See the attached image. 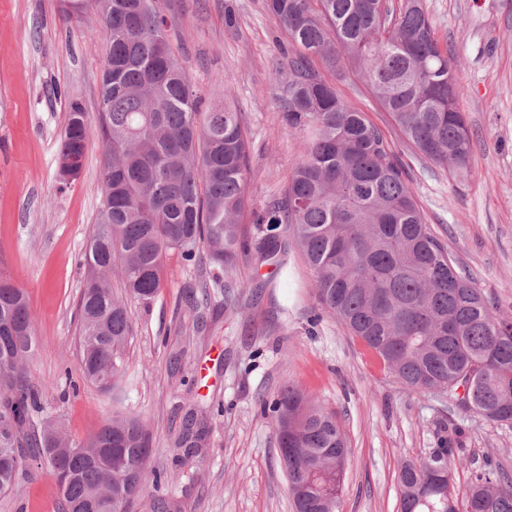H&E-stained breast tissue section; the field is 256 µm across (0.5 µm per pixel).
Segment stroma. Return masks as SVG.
Listing matches in <instances>:
<instances>
[{"label": "stroma", "mask_w": 512, "mask_h": 512, "mask_svg": "<svg viewBox=\"0 0 512 512\" xmlns=\"http://www.w3.org/2000/svg\"><path fill=\"white\" fill-rule=\"evenodd\" d=\"M169 18L192 82L205 102L229 100L248 136L250 208L241 227L263 237L254 210L281 194L302 152L283 121L286 38L265 0H157ZM440 43L459 64L458 101L472 135L469 174L458 180L418 154L361 81L338 84L349 105L379 126L406 166L408 184L433 232L475 280L496 313L512 321V0H424ZM62 0H0V275L22 288L35 324L28 372L48 419L74 440L95 432L112 405L79 377L77 304L88 277L84 254L102 200V148L90 142L76 180L61 186L58 151L69 104L100 106L106 44L97 16L65 17ZM219 267L165 257V286L147 305L129 302L123 369L132 381L126 410L150 436L149 470L174 477L170 438L182 406L208 407L205 454L182 480L176 512H292L275 421L262 400L296 385L335 414L349 456L339 512H397L404 462L427 457L448 422V401L408 391L335 322L314 321L312 275L298 250L287 274L240 264L258 285L240 308L212 294L201 313L184 304ZM469 454L453 467L457 494L486 456L512 468V426L466 414ZM59 490L46 467L30 465L0 512H45Z\"/></svg>", "instance_id": "1"}]
</instances>
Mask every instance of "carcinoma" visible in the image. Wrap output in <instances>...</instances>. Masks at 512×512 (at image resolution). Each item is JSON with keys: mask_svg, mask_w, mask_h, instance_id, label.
I'll list each match as a JSON object with an SVG mask.
<instances>
[{"mask_svg": "<svg viewBox=\"0 0 512 512\" xmlns=\"http://www.w3.org/2000/svg\"><path fill=\"white\" fill-rule=\"evenodd\" d=\"M66 4L75 14L98 12L107 46L100 110L92 118L71 102L59 152L96 139L104 159L79 301L86 382L116 403L126 398L127 304H147L161 292L168 251L224 268L213 288L233 307L249 287L236 277L239 259L288 271V244L276 233L283 226L312 273L316 320L359 338L409 391L512 423V323L458 271L383 131L336 88L361 79L412 146L451 176L467 175L472 140L458 105V63L417 0H266L288 38L281 108L305 150L284 196L255 212L267 234L254 243L240 227L250 177L240 113L227 102L202 111L154 0ZM33 342L24 292L0 287V496L29 460L45 463L51 476L68 475L58 485L59 512H116L154 496L161 481L148 474L150 440L139 417L115 409L83 441L50 422L27 430L41 412L26 371ZM272 412L293 512H338L349 449L336 416L290 383ZM206 419L198 406L185 411L173 441L178 466H197ZM466 450L465 429L448 417L440 448L401 467L400 512H512V477L499 462H486L465 495L455 496L450 464Z\"/></svg>", "mask_w": 512, "mask_h": 512, "instance_id": "carcinoma-1", "label": "carcinoma"}]
</instances>
